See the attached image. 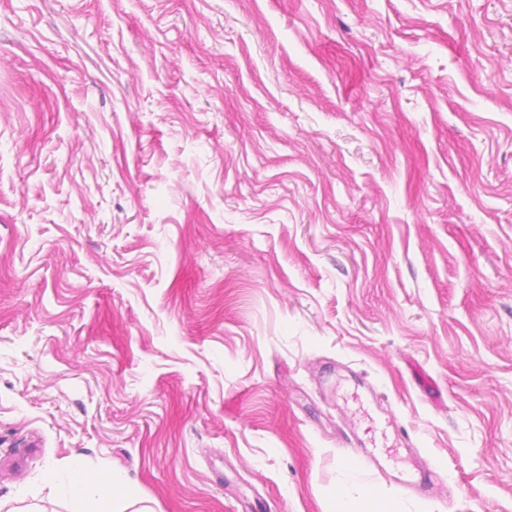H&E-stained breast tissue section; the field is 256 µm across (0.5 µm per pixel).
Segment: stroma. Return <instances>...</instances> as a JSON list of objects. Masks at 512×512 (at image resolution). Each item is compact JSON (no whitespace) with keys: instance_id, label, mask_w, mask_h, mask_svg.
Wrapping results in <instances>:
<instances>
[{"instance_id":"1","label":"stroma","mask_w":512,"mask_h":512,"mask_svg":"<svg viewBox=\"0 0 512 512\" xmlns=\"http://www.w3.org/2000/svg\"><path fill=\"white\" fill-rule=\"evenodd\" d=\"M366 487L512 512V0H0V512ZM369 433L370 431L367 430L363 432V435H360L358 432H353L346 442L351 448H355L360 453L361 457L364 458L370 466H372L382 476L386 478L390 477L391 474L384 464L382 454L376 450L377 448L373 447L375 444H373L372 438H367ZM369 443H372L373 448H369Z\"/></svg>"}]
</instances>
